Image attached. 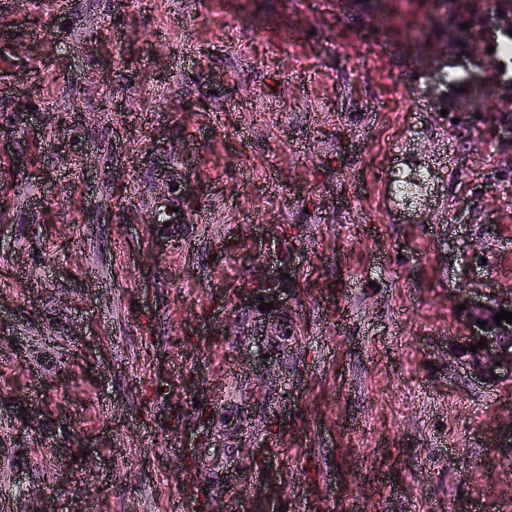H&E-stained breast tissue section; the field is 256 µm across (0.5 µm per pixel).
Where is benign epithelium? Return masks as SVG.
Instances as JSON below:
<instances>
[{"instance_id": "obj_1", "label": "benign epithelium", "mask_w": 512, "mask_h": 512, "mask_svg": "<svg viewBox=\"0 0 512 512\" xmlns=\"http://www.w3.org/2000/svg\"><path fill=\"white\" fill-rule=\"evenodd\" d=\"M497 29H512V13L492 12L487 15L484 25L470 27L466 32L467 46L471 61L475 62L483 57L482 34L487 26ZM430 53L420 60L419 70L426 80V93H433V84L441 76L445 66L442 59L447 57L448 40L435 39L427 43ZM283 270L279 269L273 275L268 276L261 285L265 292L273 298V309L269 311L256 310V300L253 295H248L242 302V309L249 313L246 322L253 326L254 331L250 334L245 331L237 332L238 339L248 337L253 340V347L257 348L260 354L267 355L264 362L267 364L282 363L285 356L292 348V338L284 331L285 319L288 316V304L282 298L284 277ZM512 312V303L501 304L497 301H466V311L463 313L464 320L469 327L468 336L464 337L466 342L477 346L476 351L458 356V359L472 371V373L486 384L495 383L494 377L501 374V366L512 365V324L501 321L496 324L494 315L500 310ZM486 322L481 328L476 321ZM486 344L482 348L478 343ZM220 446L224 447V479L231 481L240 474L237 458L239 448H227L226 440H220Z\"/></svg>"}]
</instances>
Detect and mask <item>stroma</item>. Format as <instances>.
<instances>
[{
    "label": "stroma",
    "instance_id": "stroma-1",
    "mask_svg": "<svg viewBox=\"0 0 512 512\" xmlns=\"http://www.w3.org/2000/svg\"><path fill=\"white\" fill-rule=\"evenodd\" d=\"M419 13L0 0V512H512V369L449 351L458 304L512 298V181L492 111L453 127L425 97ZM284 254L272 382L233 329ZM230 385L267 415L228 484Z\"/></svg>",
    "mask_w": 512,
    "mask_h": 512
}]
</instances>
